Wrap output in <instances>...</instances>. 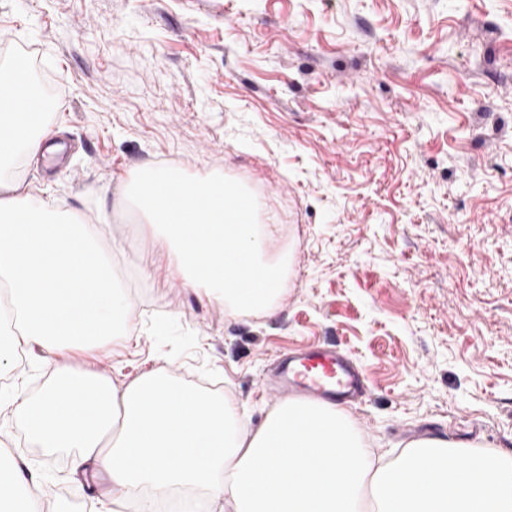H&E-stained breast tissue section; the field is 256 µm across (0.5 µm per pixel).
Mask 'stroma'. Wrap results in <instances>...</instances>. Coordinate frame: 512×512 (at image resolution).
Listing matches in <instances>:
<instances>
[{"mask_svg":"<svg viewBox=\"0 0 512 512\" xmlns=\"http://www.w3.org/2000/svg\"><path fill=\"white\" fill-rule=\"evenodd\" d=\"M11 46L32 48L71 148L55 171L20 161L24 183L125 243L132 337L74 367L117 385L159 369L256 427L276 355L331 344L371 382L347 412L374 455L421 436L512 452V0H0V62ZM147 164L237 180L287 230L275 311L225 315L132 235L123 184ZM52 372L27 354L8 388ZM0 441L49 512L112 494L20 423Z\"/></svg>","mask_w":512,"mask_h":512,"instance_id":"obj_1","label":"stroma"}]
</instances>
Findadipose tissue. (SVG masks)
<instances>
[{
	"instance_id": "obj_1",
	"label": "adipose tissue",
	"mask_w": 512,
	"mask_h": 512,
	"mask_svg": "<svg viewBox=\"0 0 512 512\" xmlns=\"http://www.w3.org/2000/svg\"><path fill=\"white\" fill-rule=\"evenodd\" d=\"M39 121L12 115L0 133V370L37 349L91 352L116 338L128 307L107 274L94 225L54 212L22 188L15 163L39 152ZM13 416L47 453L71 450L74 473L105 472L112 512L146 490H206L215 512H512V453L423 436L376 458L349 415L326 401L278 402L263 423L236 405L153 370L117 386L56 365L41 393L12 396ZM18 466H0V512H43Z\"/></svg>"
}]
</instances>
